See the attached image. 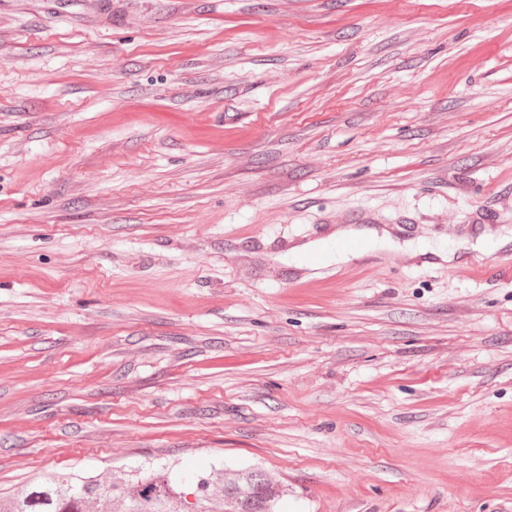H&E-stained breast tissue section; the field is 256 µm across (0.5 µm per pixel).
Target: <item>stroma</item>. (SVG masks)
<instances>
[{
    "instance_id": "1",
    "label": "stroma",
    "mask_w": 512,
    "mask_h": 512,
    "mask_svg": "<svg viewBox=\"0 0 512 512\" xmlns=\"http://www.w3.org/2000/svg\"><path fill=\"white\" fill-rule=\"evenodd\" d=\"M164 464L512 512V0H0V494ZM359 234L363 236L366 242V248L360 252H347L343 250H336L335 256H331V258L335 259L336 262H347L352 258H359L365 255L368 252L384 249L390 246L391 237L390 235L384 231L381 237L378 236V232L372 229H363L361 231H355L352 229H343L336 232V239L342 238L348 235Z\"/></svg>"
}]
</instances>
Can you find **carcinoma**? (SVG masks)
<instances>
[{"label": "carcinoma", "instance_id": "cac0c4a2", "mask_svg": "<svg viewBox=\"0 0 512 512\" xmlns=\"http://www.w3.org/2000/svg\"><path fill=\"white\" fill-rule=\"evenodd\" d=\"M197 481L190 488L172 479L166 468L146 478L108 481L98 475L49 473L0 502V512H90L94 505L106 508L114 501L122 512H205L202 503L217 488L224 495V512H275L276 485L260 471L245 470L226 483L224 470L216 469ZM189 495L194 501L187 500Z\"/></svg>", "mask_w": 512, "mask_h": 512}]
</instances>
